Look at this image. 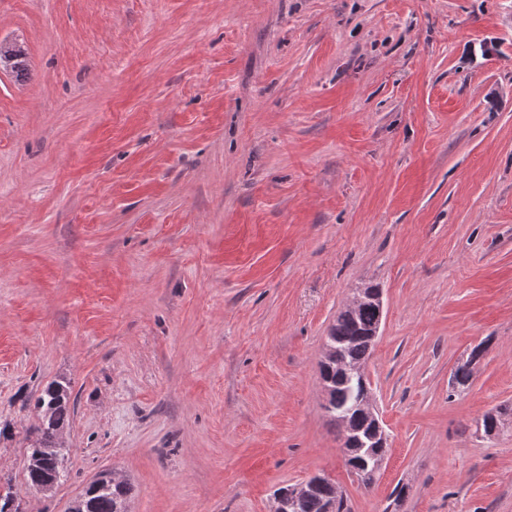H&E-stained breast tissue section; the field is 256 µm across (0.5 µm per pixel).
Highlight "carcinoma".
I'll return each instance as SVG.
<instances>
[{
  "instance_id": "obj_1",
  "label": "carcinoma",
  "mask_w": 512,
  "mask_h": 512,
  "mask_svg": "<svg viewBox=\"0 0 512 512\" xmlns=\"http://www.w3.org/2000/svg\"><path fill=\"white\" fill-rule=\"evenodd\" d=\"M26 53L18 43H0V69L18 70L25 66ZM378 323L377 307L368 300L353 310L344 309L336 316L327 337L326 349L319 369L322 382L328 388L324 410L331 418L344 412L349 418L355 440L345 453V463L356 474L366 460L367 449L357 439L368 440L374 430L369 415L355 408L369 384L359 381L352 369L361 368L369 359ZM341 351L345 367L336 368V351ZM38 423L29 431L26 484L40 490H50L65 475L68 448L63 438L74 414L69 387L61 382L45 386L35 402ZM131 484L126 479L102 475L91 482L69 512H130ZM17 492L11 485L0 487V512H20ZM295 512H348L343 497L337 495L336 483L322 478L315 487L299 498Z\"/></svg>"
}]
</instances>
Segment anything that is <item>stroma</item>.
<instances>
[{"label":"stroma","instance_id":"obj_1","mask_svg":"<svg viewBox=\"0 0 512 512\" xmlns=\"http://www.w3.org/2000/svg\"><path fill=\"white\" fill-rule=\"evenodd\" d=\"M0 484L69 512H512V0H0ZM382 291L388 436L351 476L319 363ZM471 385L453 383L476 346ZM75 401L64 480H24L34 406ZM405 486L401 501L395 487ZM26 53L18 43L3 45L0 42V69L18 70L25 66ZM131 484L126 479L99 476L85 489L69 512H130ZM318 478L320 477L314 476L303 484L293 487L290 490V487L286 486L278 488L276 491H274L273 496L277 505L274 512L350 511L346 507L343 497H341L336 491V483L332 482L331 480L322 477L321 482H319L314 488L308 489L318 482ZM302 492L304 493L299 498L297 504L298 497ZM295 504H297V510L289 511L295 507Z\"/></svg>","mask_w":512,"mask_h":512}]
</instances>
